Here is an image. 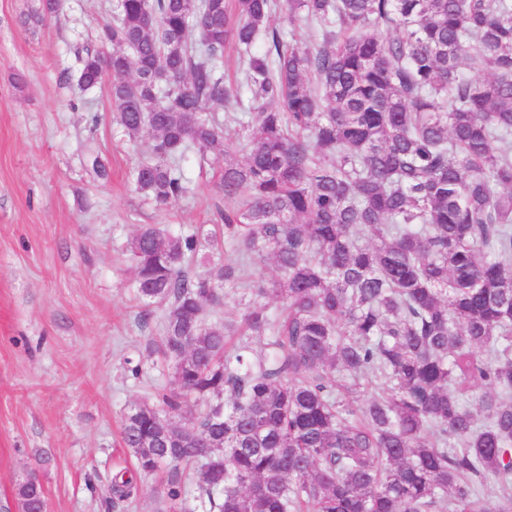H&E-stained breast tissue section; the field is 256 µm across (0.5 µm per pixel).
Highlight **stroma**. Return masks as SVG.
Segmentation results:
<instances>
[{"mask_svg":"<svg viewBox=\"0 0 512 512\" xmlns=\"http://www.w3.org/2000/svg\"><path fill=\"white\" fill-rule=\"evenodd\" d=\"M114 0H60L39 26L41 0H0V512H17L14 486L36 471L50 512H166L159 476L107 504L113 473L133 468L121 424L165 385L164 362L142 326L127 245L141 225L221 233V150L188 153L191 188L158 206L131 171L150 140L117 124L110 84H77L78 53L113 23ZM106 165L96 175L89 148ZM141 364L133 377L130 364Z\"/></svg>","mask_w":512,"mask_h":512,"instance_id":"obj_1","label":"stroma"}]
</instances>
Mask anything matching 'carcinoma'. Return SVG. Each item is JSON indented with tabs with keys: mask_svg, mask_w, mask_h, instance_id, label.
<instances>
[{
	"mask_svg": "<svg viewBox=\"0 0 512 512\" xmlns=\"http://www.w3.org/2000/svg\"><path fill=\"white\" fill-rule=\"evenodd\" d=\"M286 7L316 42L281 39L277 0H117L99 35L116 121L152 136L136 190L175 203L185 154L224 146L235 256L197 276L203 228L129 241L170 386L130 407L122 443L168 471L172 506L196 467L203 512H512V0ZM79 60L94 85L98 50ZM244 93L238 162L207 110ZM236 261L276 277L244 288L241 324L208 323ZM135 490L112 477L116 499ZM34 497L17 485L18 512Z\"/></svg>",
	"mask_w": 512,
	"mask_h": 512,
	"instance_id": "carcinoma-1",
	"label": "carcinoma"
}]
</instances>
